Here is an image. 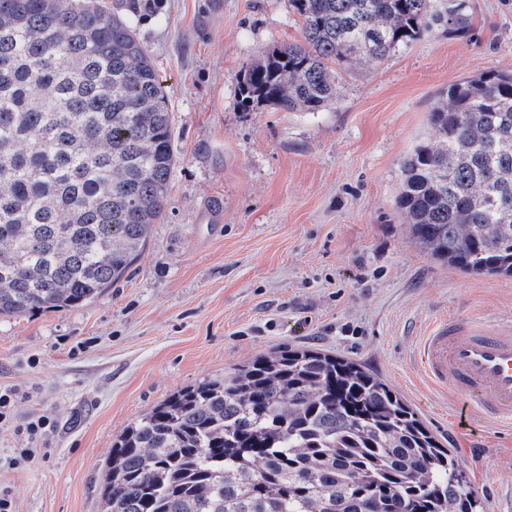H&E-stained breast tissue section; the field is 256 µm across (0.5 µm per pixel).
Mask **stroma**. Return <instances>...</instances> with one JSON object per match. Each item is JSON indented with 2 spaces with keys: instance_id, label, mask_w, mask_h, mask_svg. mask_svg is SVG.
Segmentation results:
<instances>
[{
  "instance_id": "stroma-1",
  "label": "stroma",
  "mask_w": 512,
  "mask_h": 512,
  "mask_svg": "<svg viewBox=\"0 0 512 512\" xmlns=\"http://www.w3.org/2000/svg\"><path fill=\"white\" fill-rule=\"evenodd\" d=\"M463 2L387 58L338 69L315 113L243 108L239 82L303 40L288 0H102L133 24L173 109L165 215L127 279L84 305L0 318V488L15 512H100L117 435L172 392L285 344L363 363L456 456L482 512H512V430L461 414L416 363L449 315L512 320V278L468 276L414 245L394 205L404 156L450 85L512 70V0ZM52 427L34 441L23 429ZM32 462L10 465L16 449Z\"/></svg>"
}]
</instances>
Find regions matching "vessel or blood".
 Returning a JSON list of instances; mask_svg holds the SVG:
<instances>
[{"label": "vessel or blood", "instance_id": "obj_1", "mask_svg": "<svg viewBox=\"0 0 512 512\" xmlns=\"http://www.w3.org/2000/svg\"><path fill=\"white\" fill-rule=\"evenodd\" d=\"M417 358L431 386H453L484 421L512 428L511 321L439 319L419 338Z\"/></svg>", "mask_w": 512, "mask_h": 512}]
</instances>
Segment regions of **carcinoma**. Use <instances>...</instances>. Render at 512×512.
Wrapping results in <instances>:
<instances>
[{"mask_svg": "<svg viewBox=\"0 0 512 512\" xmlns=\"http://www.w3.org/2000/svg\"><path fill=\"white\" fill-rule=\"evenodd\" d=\"M304 43L265 55L244 108L319 112L332 67L384 58L461 6L289 0ZM403 158L411 241L512 278V71L448 87ZM170 99L130 21L96 0H0V317L73 308L129 273L167 202ZM101 512H476L457 459L362 363L287 347L174 391L126 426Z\"/></svg>", "mask_w": 512, "mask_h": 512, "instance_id": "obj_1", "label": "carcinoma"}]
</instances>
